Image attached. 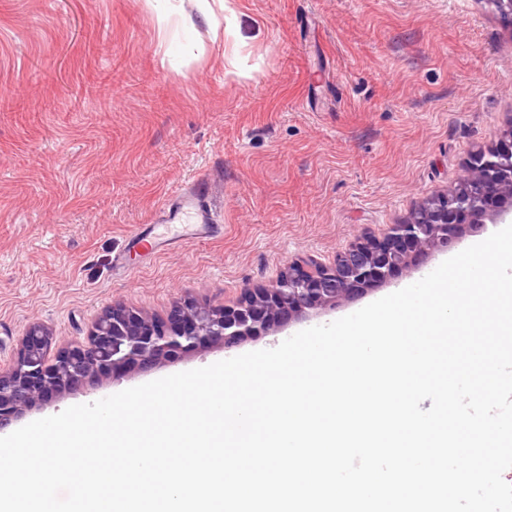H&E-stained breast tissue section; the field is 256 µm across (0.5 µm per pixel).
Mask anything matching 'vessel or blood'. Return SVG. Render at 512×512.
Masks as SVG:
<instances>
[{
  "instance_id": "vessel-or-blood-1",
  "label": "vessel or blood",
  "mask_w": 512,
  "mask_h": 512,
  "mask_svg": "<svg viewBox=\"0 0 512 512\" xmlns=\"http://www.w3.org/2000/svg\"><path fill=\"white\" fill-rule=\"evenodd\" d=\"M212 181L197 179L184 184L176 191V204L164 216L165 234L156 240L157 247L188 244L214 235L217 224L213 222L210 198Z\"/></svg>"
}]
</instances>
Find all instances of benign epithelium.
<instances>
[{
	"mask_svg": "<svg viewBox=\"0 0 512 512\" xmlns=\"http://www.w3.org/2000/svg\"><path fill=\"white\" fill-rule=\"evenodd\" d=\"M463 182L491 184L512 193V144L472 155ZM511 205L495 209L485 195L455 189L426 201L413 218L388 224L378 234L352 242L329 267L314 259L291 263L267 286L241 289L234 307L187 302L173 307L166 323L139 311L114 305L92 323L84 341H73L51 354L53 337L40 323L31 324L6 367H0V431L61 391L93 377L115 381L134 370L149 371L173 355L229 344L269 332L286 312L296 321L313 306L336 308L359 289L387 281L425 251H448L457 242L448 217L463 214L480 222L505 224Z\"/></svg>",
	"mask_w": 512,
	"mask_h": 512,
	"instance_id": "1",
	"label": "benign epithelium"
}]
</instances>
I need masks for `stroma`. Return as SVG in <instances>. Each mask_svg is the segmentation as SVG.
<instances>
[{"label":"stroma","instance_id":"1","mask_svg":"<svg viewBox=\"0 0 512 512\" xmlns=\"http://www.w3.org/2000/svg\"><path fill=\"white\" fill-rule=\"evenodd\" d=\"M232 18L170 0H0V365L35 321L85 340L120 304L232 305L289 262L332 261L453 188L473 150L512 137V17L489 0H232ZM231 25L225 45L213 27ZM188 43L192 58L171 60ZM113 77L105 100L91 85ZM216 179L214 237L145 258L173 190ZM237 346L273 348L419 280ZM221 346L64 391L25 422L221 361Z\"/></svg>","mask_w":512,"mask_h":512}]
</instances>
